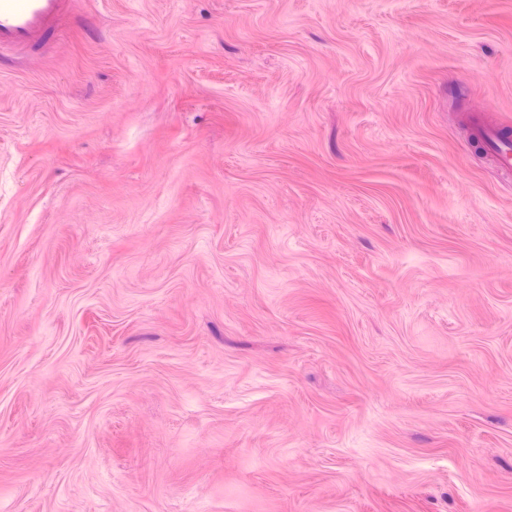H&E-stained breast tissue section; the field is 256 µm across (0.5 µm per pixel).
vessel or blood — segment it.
I'll return each mask as SVG.
<instances>
[{"label":"vessel or blood","instance_id":"b4317fda","mask_svg":"<svg viewBox=\"0 0 512 512\" xmlns=\"http://www.w3.org/2000/svg\"><path fill=\"white\" fill-rule=\"evenodd\" d=\"M79 0H0V61H34L50 51L56 34L78 11ZM471 134L491 154L500 170L512 173V139L481 119Z\"/></svg>","mask_w":512,"mask_h":512}]
</instances>
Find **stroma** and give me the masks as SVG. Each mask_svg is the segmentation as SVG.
I'll return each mask as SVG.
<instances>
[{
  "label": "stroma",
  "mask_w": 512,
  "mask_h": 512,
  "mask_svg": "<svg viewBox=\"0 0 512 512\" xmlns=\"http://www.w3.org/2000/svg\"><path fill=\"white\" fill-rule=\"evenodd\" d=\"M512 0H80L0 71V512H512ZM471 135L495 158L500 170L512 173V140L501 135L498 127L475 117L471 122Z\"/></svg>",
  "instance_id": "obj_1"
}]
</instances>
